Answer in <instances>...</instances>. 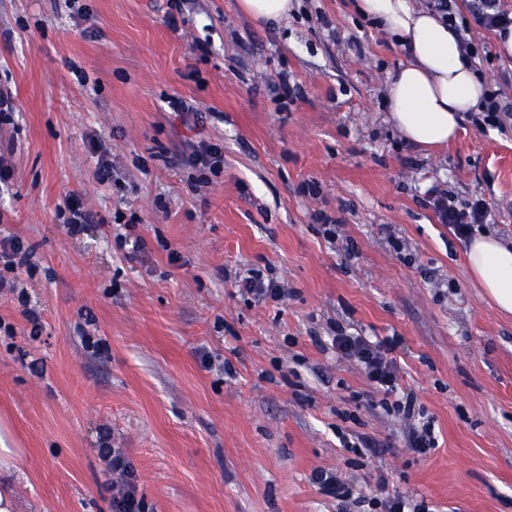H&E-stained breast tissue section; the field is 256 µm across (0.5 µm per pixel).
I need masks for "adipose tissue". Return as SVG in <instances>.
<instances>
[{
	"instance_id": "obj_1",
	"label": "adipose tissue",
	"mask_w": 512,
	"mask_h": 512,
	"mask_svg": "<svg viewBox=\"0 0 512 512\" xmlns=\"http://www.w3.org/2000/svg\"><path fill=\"white\" fill-rule=\"evenodd\" d=\"M357 10L408 56L387 82L391 114L405 139L424 148L453 139L464 114L482 111L486 97L485 81L455 28L418 0H358ZM466 258L477 286L512 314V245L478 231Z\"/></svg>"
}]
</instances>
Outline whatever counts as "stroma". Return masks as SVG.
Here are the masks:
<instances>
[{
    "mask_svg": "<svg viewBox=\"0 0 512 512\" xmlns=\"http://www.w3.org/2000/svg\"><path fill=\"white\" fill-rule=\"evenodd\" d=\"M83 2L0 0L15 105L0 234L31 249L19 287L0 286V446L20 451L23 512H112L104 444L132 461L147 512H362L313 484L320 468L432 512H512V315L474 287L426 195L484 198L486 231L511 241L512 129L467 116L446 145L407 142L386 87L405 55L356 0H294L277 24L239 0H189L177 24L171 0ZM471 37L512 100L496 34ZM204 143L224 152L205 186L188 164ZM71 193L89 213L74 237ZM251 268L287 298L240 295ZM338 326L398 339L415 417L327 346ZM424 416L438 446L421 456L408 434Z\"/></svg>",
    "mask_w": 512,
    "mask_h": 512,
    "instance_id": "stroma-1",
    "label": "stroma"
}]
</instances>
